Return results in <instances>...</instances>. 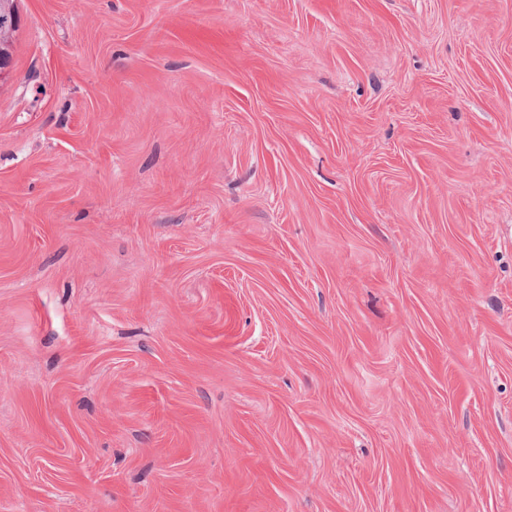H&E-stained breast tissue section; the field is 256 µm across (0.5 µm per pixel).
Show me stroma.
<instances>
[{
    "mask_svg": "<svg viewBox=\"0 0 512 512\" xmlns=\"http://www.w3.org/2000/svg\"><path fill=\"white\" fill-rule=\"evenodd\" d=\"M0 512H512V0H17Z\"/></svg>",
    "mask_w": 512,
    "mask_h": 512,
    "instance_id": "1",
    "label": "stroma"
}]
</instances>
